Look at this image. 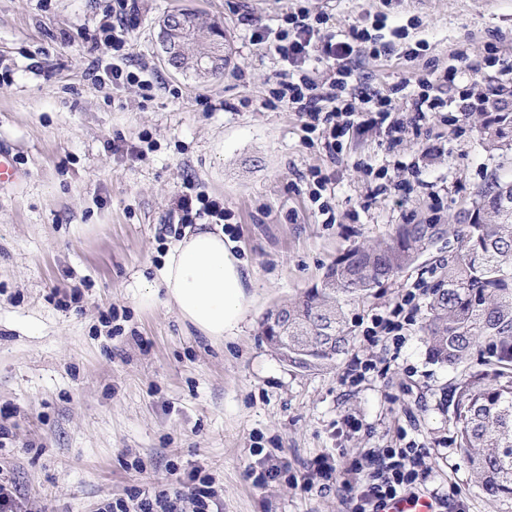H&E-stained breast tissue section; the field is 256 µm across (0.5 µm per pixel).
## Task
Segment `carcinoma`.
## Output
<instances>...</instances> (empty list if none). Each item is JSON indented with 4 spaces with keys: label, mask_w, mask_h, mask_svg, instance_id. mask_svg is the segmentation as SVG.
Returning <instances> with one entry per match:
<instances>
[{
    "label": "carcinoma",
    "mask_w": 512,
    "mask_h": 512,
    "mask_svg": "<svg viewBox=\"0 0 512 512\" xmlns=\"http://www.w3.org/2000/svg\"><path fill=\"white\" fill-rule=\"evenodd\" d=\"M512 179L491 174L477 191L469 220L454 225L456 249L439 261L427 285L430 301L420 331L430 356L461 370L451 422L476 486L512 498ZM443 224H397L383 238L358 244L334 261L319 285L288 304V320L266 313L264 335L273 353L288 350L300 372L333 368L354 340L346 308L368 299L428 251ZM485 346L473 371V350Z\"/></svg>",
    "instance_id": "carcinoma-1"
}]
</instances>
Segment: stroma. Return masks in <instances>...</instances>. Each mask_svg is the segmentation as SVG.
<instances>
[{"label": "stroma", "mask_w": 512, "mask_h": 512, "mask_svg": "<svg viewBox=\"0 0 512 512\" xmlns=\"http://www.w3.org/2000/svg\"><path fill=\"white\" fill-rule=\"evenodd\" d=\"M113 0H0V145L24 180L0 185V482L31 512H102L135 485L185 482L201 468L223 512H356L378 477L372 455L417 448L414 492L438 512H512L474 485L449 422L457 374L426 354L420 325L447 233L397 278L349 307L356 327L334 369L302 373L262 334L266 312L318 284L353 245L394 224H452L470 209L512 128L489 142L479 110L463 125L440 114L389 149L379 131L342 137L330 157L298 113L266 100L281 66L253 45V24L283 27L299 10L326 13L320 36L357 27L359 86L391 92L465 57L452 96L512 86V0H136L123 50L101 31ZM190 9L227 32L228 63L205 82L163 63L160 25ZM120 66L150 80L99 85ZM328 174L335 223L310 200ZM230 213L251 303L237 335L214 341L185 326L157 286L173 235L163 229L186 181ZM415 291L400 335L371 338ZM366 361L361 376L354 360ZM279 466L266 483L264 460ZM362 469L350 482L321 465Z\"/></svg>", "instance_id": "1"}]
</instances>
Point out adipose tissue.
Wrapping results in <instances>:
<instances>
[{"instance_id":"adipose-tissue-1","label":"adipose tissue","mask_w":512,"mask_h":512,"mask_svg":"<svg viewBox=\"0 0 512 512\" xmlns=\"http://www.w3.org/2000/svg\"><path fill=\"white\" fill-rule=\"evenodd\" d=\"M251 275L222 230L197 225L165 256L160 286L182 321L220 340L236 335L244 320Z\"/></svg>"}]
</instances>
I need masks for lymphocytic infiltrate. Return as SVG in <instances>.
<instances>
[{
	"label": "lymphocytic infiltrate",
	"mask_w": 512,
	"mask_h": 512,
	"mask_svg": "<svg viewBox=\"0 0 512 512\" xmlns=\"http://www.w3.org/2000/svg\"><path fill=\"white\" fill-rule=\"evenodd\" d=\"M328 20L325 14L315 20L306 13L295 14L287 17L284 27L273 31L259 25L251 34L254 44L273 48L284 66V79L271 91L275 104L299 113L309 133L322 134L328 154H335L340 137L364 123L381 126L389 145L394 146L401 142L408 126L428 122L434 114L455 112L464 117L471 111L472 105L466 99H449L448 74L436 69L420 80L417 91L409 95L407 113L403 116L397 113L390 94L380 90L357 93L352 84L351 63L359 45L367 42L369 36L355 29L342 39L331 36L315 41L314 22ZM316 58L334 63L330 77L322 83L314 79L309 68ZM206 217L212 223L221 224L228 220L229 214L223 205L211 200L191 182L179 195L165 229L178 237L184 227ZM415 460L413 448L388 449L379 482L366 485L361 495L371 512H377L384 500L400 496L415 480ZM187 498L193 502L195 512H211L216 506L207 481L202 478L184 491L132 487L126 499L116 502L114 509L115 512H182L181 504Z\"/></svg>",
	"instance_id": "f902f5d3"
}]
</instances>
